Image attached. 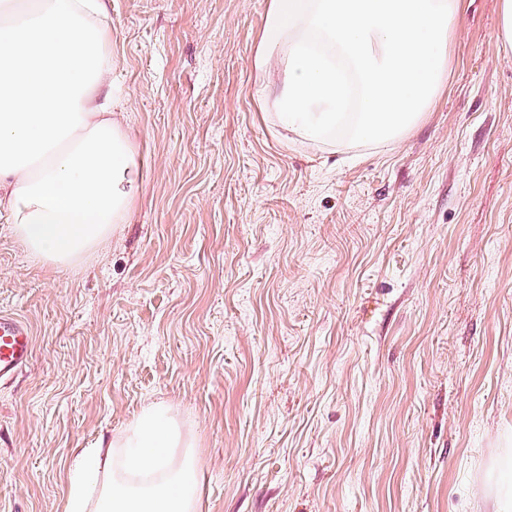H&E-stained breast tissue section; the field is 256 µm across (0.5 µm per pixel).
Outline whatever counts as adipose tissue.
Returning <instances> with one entry per match:
<instances>
[{
    "label": "adipose tissue",
    "instance_id": "1",
    "mask_svg": "<svg viewBox=\"0 0 512 512\" xmlns=\"http://www.w3.org/2000/svg\"><path fill=\"white\" fill-rule=\"evenodd\" d=\"M461 0H271L260 98L322 138L344 119L361 140H393L446 79ZM105 0H0V206L30 253L62 267L124 223L140 162L112 116ZM193 445L161 403L124 435L79 455L70 512H197Z\"/></svg>",
    "mask_w": 512,
    "mask_h": 512
}]
</instances>
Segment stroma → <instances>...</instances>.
Returning a JSON list of instances; mask_svg holds the SVG:
<instances>
[{
	"instance_id": "obj_1",
	"label": "stroma",
	"mask_w": 512,
	"mask_h": 512,
	"mask_svg": "<svg viewBox=\"0 0 512 512\" xmlns=\"http://www.w3.org/2000/svg\"><path fill=\"white\" fill-rule=\"evenodd\" d=\"M270 0H107L125 223L66 267L0 212V512H67L75 453L143 405L191 440L199 512H495L512 456V47L465 0L400 138L285 130L258 92ZM32 351L29 326L14 314L0 312V383L22 372L30 362Z\"/></svg>"
}]
</instances>
